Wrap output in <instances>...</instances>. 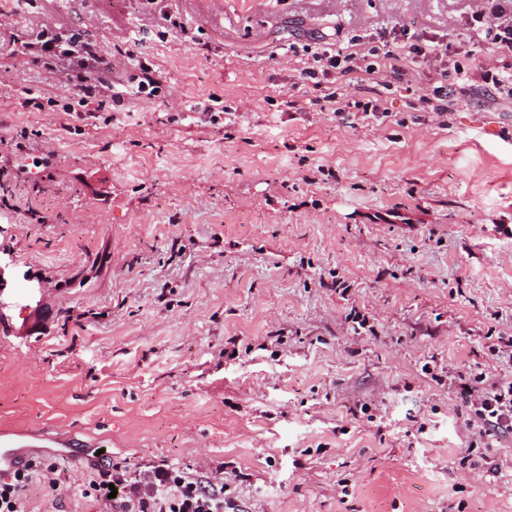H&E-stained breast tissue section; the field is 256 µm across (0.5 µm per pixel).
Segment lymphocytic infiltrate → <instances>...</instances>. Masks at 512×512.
Instances as JSON below:
<instances>
[{
  "label": "lymphocytic infiltrate",
  "mask_w": 512,
  "mask_h": 512,
  "mask_svg": "<svg viewBox=\"0 0 512 512\" xmlns=\"http://www.w3.org/2000/svg\"><path fill=\"white\" fill-rule=\"evenodd\" d=\"M476 17L489 22L486 42L500 56L512 57V8L502 0H479ZM389 60L391 78L405 75L401 56L435 59L434 47L412 43L402 54H382L376 48L340 53L324 47L313 52V63L300 72L302 81L321 86L331 74L348 75L358 69L377 72L378 56ZM460 394L467 407L466 424L473 434L512 433V380L487 381L485 375L460 378ZM98 476L85 491L95 512H233L235 503L225 495L222 467L195 472L165 460L145 464H112L97 468ZM56 491L65 481L53 466L27 461L0 478V512H25L27 491L34 482Z\"/></svg>",
  "instance_id": "f902f5d3"
}]
</instances>
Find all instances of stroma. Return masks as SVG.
Returning <instances> with one entry per match:
<instances>
[{
  "instance_id": "1",
  "label": "stroma",
  "mask_w": 512,
  "mask_h": 512,
  "mask_svg": "<svg viewBox=\"0 0 512 512\" xmlns=\"http://www.w3.org/2000/svg\"><path fill=\"white\" fill-rule=\"evenodd\" d=\"M475 0H0V431L90 512L96 452L223 466L240 512H512V433L449 372L512 379V100L437 68L300 83L316 46L475 73ZM98 46V97L14 53ZM156 70L136 92L134 62ZM380 99L343 119L325 102ZM402 49L403 55L413 56L414 58L422 57L427 61L435 59L436 62L440 63V75L446 84L436 88L437 90L434 92L435 102H432L431 99H427L425 102L430 105V107L432 108V112H437L438 114L451 112V109L458 95L457 89L454 86H458L460 90L464 89V86L460 85H463L464 83L469 81L470 78L467 76V72H465L463 69H460V67L458 66H454L453 70L455 76L453 77L452 81H450L451 83L448 85V77H451V72H448V60L446 61V63L444 61V58H448L447 49H445L444 51L441 50V52H439L441 53L440 59L439 53L436 52V49L431 46L422 45L419 43H411L409 45H404Z\"/></svg>"
}]
</instances>
